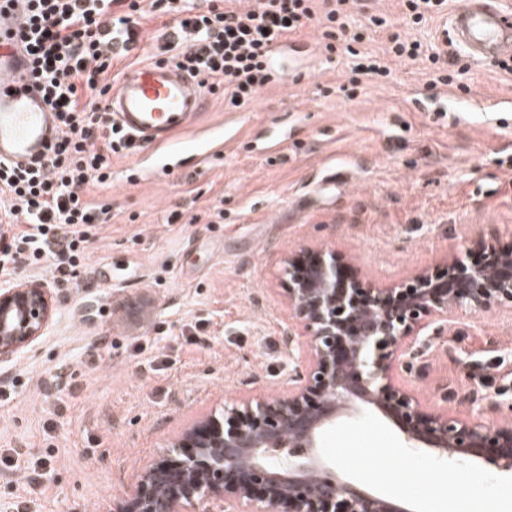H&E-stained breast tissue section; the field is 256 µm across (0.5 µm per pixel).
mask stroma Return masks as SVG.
I'll return each mask as SVG.
<instances>
[{
	"label": "stroma",
	"instance_id": "obj_1",
	"mask_svg": "<svg viewBox=\"0 0 512 512\" xmlns=\"http://www.w3.org/2000/svg\"><path fill=\"white\" fill-rule=\"evenodd\" d=\"M437 15L405 28L447 51L461 87L426 90L425 58L390 62L353 99L343 59L319 33L286 50L285 75L235 110L208 97L181 146L222 148L198 166L165 168L152 148L111 158L112 183L86 201L111 204L77 282L52 263L17 278L51 283L56 316L34 351L0 363V449L54 463L36 482L0 467V512H114L186 428L243 399L286 394L289 309L282 260L335 252L366 286L447 272L448 257L483 261L512 249V72L442 46ZM286 135L265 153L262 137ZM392 384L425 412L512 423V309L452 316L421 331Z\"/></svg>",
	"mask_w": 512,
	"mask_h": 512
}]
</instances>
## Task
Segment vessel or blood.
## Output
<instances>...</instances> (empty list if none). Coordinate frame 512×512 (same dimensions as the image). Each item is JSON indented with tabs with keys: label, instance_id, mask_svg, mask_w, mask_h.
Returning <instances> with one entry per match:
<instances>
[{
	"label": "vessel or blood",
	"instance_id": "vessel-or-blood-1",
	"mask_svg": "<svg viewBox=\"0 0 512 512\" xmlns=\"http://www.w3.org/2000/svg\"><path fill=\"white\" fill-rule=\"evenodd\" d=\"M18 0H0V160L20 167L42 165L57 130L19 44L20 25L11 15ZM470 58L512 63V10L500 0H467L437 32ZM205 104L198 83L169 63L145 62L114 80L104 106L136 145H152L182 161L197 160L196 150L177 148L174 136L187 129Z\"/></svg>",
	"mask_w": 512,
	"mask_h": 512
}]
</instances>
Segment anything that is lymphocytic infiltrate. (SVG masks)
<instances>
[{"label":"lymphocytic infiltrate","instance_id":"f902f5d3","mask_svg":"<svg viewBox=\"0 0 512 512\" xmlns=\"http://www.w3.org/2000/svg\"><path fill=\"white\" fill-rule=\"evenodd\" d=\"M349 0H254L231 10L224 0H152L166 23L160 33L170 63L188 73L224 105L253 101L273 79L269 57L282 41L316 26L327 57L344 50L350 75L340 90L355 98L362 78L390 76L389 59L426 57L431 86L454 84L458 75L442 55L425 54L420 42L391 31L385 54L362 49L349 21ZM20 43L34 79L58 121V135L43 168L0 163V277L19 265L59 257L58 283L75 281L111 208L92 206L84 188L112 181V155L133 152V140L102 102L107 76L140 42L139 0H24Z\"/></svg>","mask_w":512,"mask_h":512}]
</instances>
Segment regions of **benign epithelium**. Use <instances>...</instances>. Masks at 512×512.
Listing matches in <instances>:
<instances>
[{
    "label": "benign epithelium",
    "mask_w": 512,
    "mask_h": 512,
    "mask_svg": "<svg viewBox=\"0 0 512 512\" xmlns=\"http://www.w3.org/2000/svg\"><path fill=\"white\" fill-rule=\"evenodd\" d=\"M448 279L417 273L404 288H362L344 277L336 255L319 249L284 260L288 278V354L294 338L310 337L304 369L288 396L224 407V420L196 422L162 459L144 470L132 496L114 512H407L345 480L318 458V438L340 410L357 404L391 419L415 448L449 458L476 457L512 474V424L429 415L388 373L404 341L426 316L448 321L451 311L512 304V251L485 265L455 256ZM56 313L52 289L38 280L0 287V362L28 352ZM286 448L284 461L270 454Z\"/></svg>",
    "instance_id": "obj_1"
}]
</instances>
